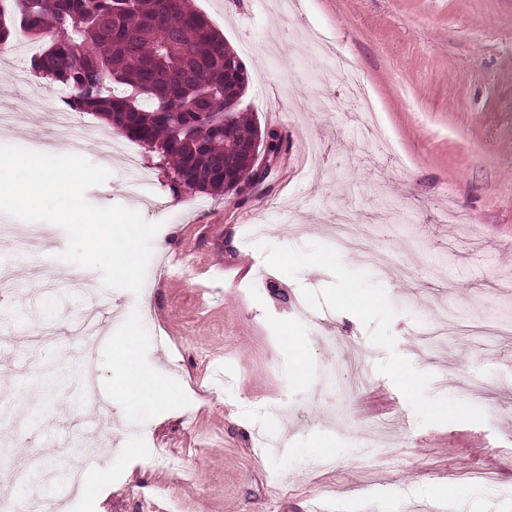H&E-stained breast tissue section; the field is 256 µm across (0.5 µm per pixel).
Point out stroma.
Here are the masks:
<instances>
[{
	"label": "stroma",
	"mask_w": 512,
	"mask_h": 512,
	"mask_svg": "<svg viewBox=\"0 0 512 512\" xmlns=\"http://www.w3.org/2000/svg\"><path fill=\"white\" fill-rule=\"evenodd\" d=\"M192 4L247 69L243 109L288 149L262 190L220 197L173 193L139 150L152 172L140 205L108 163L88 201L162 225L137 295L95 271L67 287V234L44 224L51 253L10 266L23 297L0 307V440L32 428L55 450L50 473L93 449L62 512H512V0H300L307 28L355 60L390 156L358 113L326 110L342 78L273 0ZM45 44L0 66V111H21L0 145L50 136L71 95L20 77ZM35 95L40 111H22ZM311 140L325 144L318 169ZM340 212L372 263L335 243ZM350 292L373 305L345 308ZM89 304L108 336L99 400L68 404L70 324ZM440 311L448 334L431 344ZM45 321L56 341L26 353ZM130 332L137 352L117 364L110 339ZM346 369L358 391L327 387ZM158 448L170 466L153 464ZM31 454L0 450V496L44 492L15 481Z\"/></svg>",
	"instance_id": "35a3bbf8"
}]
</instances>
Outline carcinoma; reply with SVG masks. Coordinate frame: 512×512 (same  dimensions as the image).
I'll list each match as a JSON object with an SVG mask.
<instances>
[{
  "instance_id": "carcinoma-1",
  "label": "carcinoma",
  "mask_w": 512,
  "mask_h": 512,
  "mask_svg": "<svg viewBox=\"0 0 512 512\" xmlns=\"http://www.w3.org/2000/svg\"><path fill=\"white\" fill-rule=\"evenodd\" d=\"M54 36L33 69L72 90L93 112L170 164L172 182L222 196L224 178H249L241 146L258 134L236 98L248 75L190 0H0V46L23 32ZM232 105L233 127L213 116Z\"/></svg>"
}]
</instances>
